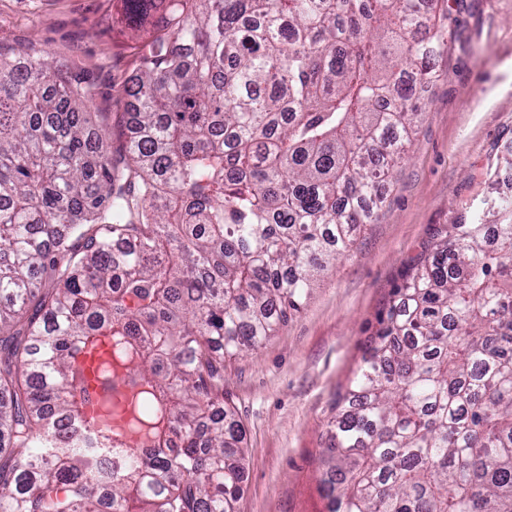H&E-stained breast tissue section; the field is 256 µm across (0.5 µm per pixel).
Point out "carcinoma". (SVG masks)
Masks as SVG:
<instances>
[{
    "label": "carcinoma",
    "mask_w": 512,
    "mask_h": 512,
    "mask_svg": "<svg viewBox=\"0 0 512 512\" xmlns=\"http://www.w3.org/2000/svg\"><path fill=\"white\" fill-rule=\"evenodd\" d=\"M117 155L92 85L0 49V512H237L224 361L350 252L404 159L435 0H123ZM450 224L336 400L332 512H512V202ZM112 453L109 471L97 455Z\"/></svg>",
    "instance_id": "1"
}]
</instances>
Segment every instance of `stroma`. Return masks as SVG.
Returning a JSON list of instances; mask_svg holds the SVG:
<instances>
[{"label": "stroma", "mask_w": 512, "mask_h": 512, "mask_svg": "<svg viewBox=\"0 0 512 512\" xmlns=\"http://www.w3.org/2000/svg\"><path fill=\"white\" fill-rule=\"evenodd\" d=\"M447 46L418 90L424 109L376 219L300 313L224 365L246 430L239 512H329L320 484L326 426L417 256L449 224L494 223L512 200V0H444ZM34 43L92 84V123L119 147L138 61L122 0H0V44Z\"/></svg>", "instance_id": "obj_1"}]
</instances>
